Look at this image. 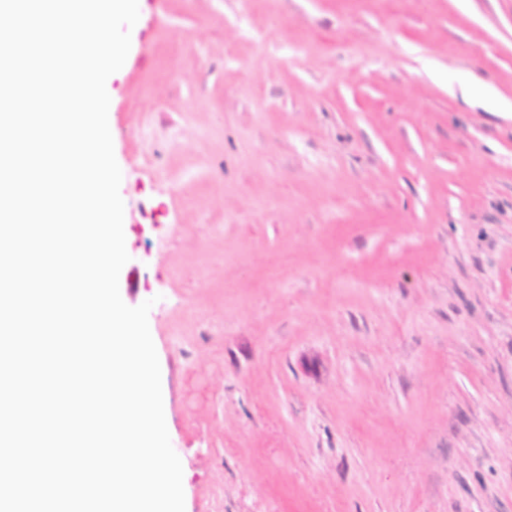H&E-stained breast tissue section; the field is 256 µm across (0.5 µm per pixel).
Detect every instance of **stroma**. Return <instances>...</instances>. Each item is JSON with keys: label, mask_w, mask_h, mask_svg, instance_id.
Here are the masks:
<instances>
[{"label": "stroma", "mask_w": 512, "mask_h": 512, "mask_svg": "<svg viewBox=\"0 0 512 512\" xmlns=\"http://www.w3.org/2000/svg\"><path fill=\"white\" fill-rule=\"evenodd\" d=\"M109 96L185 512H512V0H144Z\"/></svg>", "instance_id": "35a3bbf8"}]
</instances>
